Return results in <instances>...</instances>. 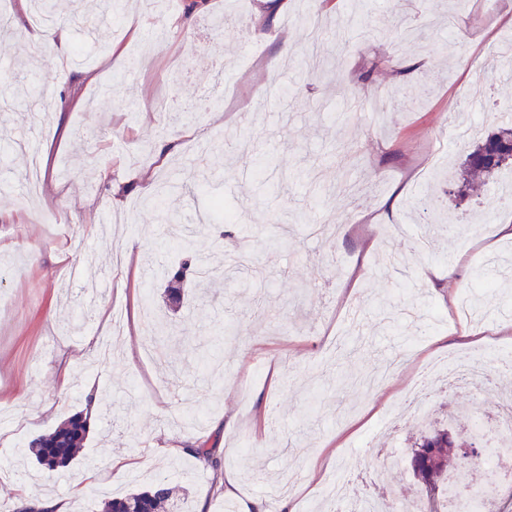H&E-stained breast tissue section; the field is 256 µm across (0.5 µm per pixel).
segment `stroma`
I'll return each instance as SVG.
<instances>
[{"label": "stroma", "instance_id": "stroma-1", "mask_svg": "<svg viewBox=\"0 0 512 512\" xmlns=\"http://www.w3.org/2000/svg\"><path fill=\"white\" fill-rule=\"evenodd\" d=\"M96 0H53L70 22V62L50 43L31 44V19L0 0V512L19 490L74 496L73 512H101L105 500L163 479L179 512H225L219 478L188 453L184 438L214 445L225 469L256 466L241 498L280 500L296 491L297 512H322L312 456L334 450L348 465L353 496L379 492L387 508L419 495L410 476L388 486L377 449L406 455L421 429L399 418L406 393L427 403V424L455 412L456 432L477 402L458 382L411 391L423 358L470 352L460 336L476 318L456 320L483 267L498 256V288L477 310L496 313L488 346L512 351V238L498 225L504 185L487 179L465 199L453 174L473 147L450 135L448 103L461 92L483 98L476 135L512 114V76L500 73L493 45L511 35L498 19L505 0H309L323 30L321 69L302 67L306 23L288 25L279 51L255 26L258 0H112L111 19L78 23ZM373 112L339 114L351 95ZM172 98L167 111L156 100ZM69 137L55 141L58 119ZM52 143L37 197L24 194L29 168L17 141ZM175 152L155 160L160 140ZM107 178H100V168ZM174 182L179 192L147 206L140 181ZM403 189L398 211L386 202ZM438 195L448 221L418 213L413 198ZM207 286L188 278L177 310L163 301L165 273L182 259L185 230ZM400 263L385 267L389 253ZM150 289L147 308L170 334L106 328L130 317L132 293ZM361 317L349 322L347 304ZM111 342L109 355L85 350L87 337ZM76 353L61 386L59 349ZM134 358H127V350ZM99 410L92 436L66 470L39 473L22 457L30 439L82 410ZM395 416L382 429L383 414ZM262 420L254 429V420ZM113 455L136 467L121 483L107 476ZM91 470L102 478L73 489Z\"/></svg>", "mask_w": 512, "mask_h": 512}]
</instances>
